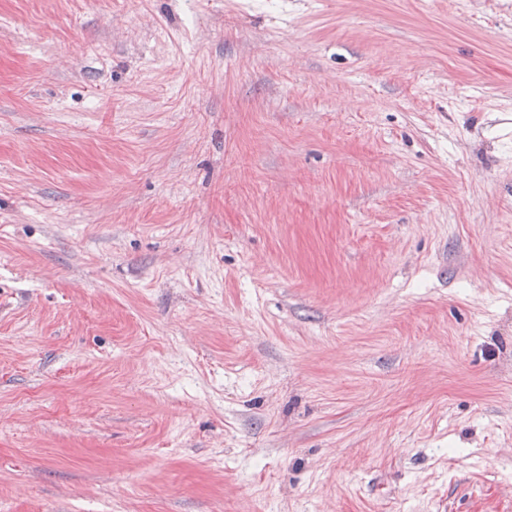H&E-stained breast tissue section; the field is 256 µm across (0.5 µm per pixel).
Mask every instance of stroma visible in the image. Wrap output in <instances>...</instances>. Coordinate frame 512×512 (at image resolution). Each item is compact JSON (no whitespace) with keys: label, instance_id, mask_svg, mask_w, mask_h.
<instances>
[{"label":"stroma","instance_id":"35a3bbf8","mask_svg":"<svg viewBox=\"0 0 512 512\" xmlns=\"http://www.w3.org/2000/svg\"><path fill=\"white\" fill-rule=\"evenodd\" d=\"M0 512H512V0H0Z\"/></svg>","mask_w":512,"mask_h":512}]
</instances>
